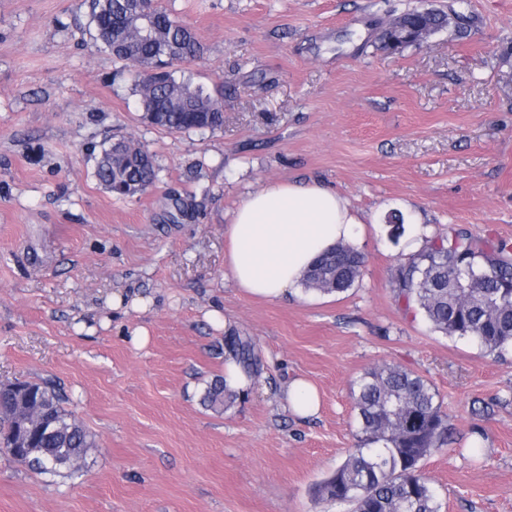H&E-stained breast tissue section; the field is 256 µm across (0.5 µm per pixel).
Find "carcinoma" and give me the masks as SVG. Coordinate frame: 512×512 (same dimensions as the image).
<instances>
[{
	"instance_id": "carcinoma-1",
	"label": "carcinoma",
	"mask_w": 512,
	"mask_h": 512,
	"mask_svg": "<svg viewBox=\"0 0 512 512\" xmlns=\"http://www.w3.org/2000/svg\"><path fill=\"white\" fill-rule=\"evenodd\" d=\"M151 10L152 22L139 17ZM428 18L433 33L461 29L466 15L454 7L427 14L413 8L397 21L415 24ZM89 31L98 47L124 62L132 77L139 108L153 112L155 126L169 132L219 130L224 93L176 75L175 66L199 59L203 47L195 33L155 0H90ZM112 153L105 147L95 176L112 195L133 198L151 188L158 177L154 156L138 141L122 139ZM363 256L343 247L323 254L309 270L305 287L324 294L353 288L362 275ZM397 298L414 308L437 331L468 338L487 356L512 348V243L487 240L479 246L468 232L451 228L392 273ZM229 351L244 373L260 372L255 344L232 336ZM33 402L44 416L21 420L17 395H0V452L41 473L73 477L80 473L95 440L65 408L67 398L53 383H28ZM234 394L224 380L209 385L203 402L220 413ZM359 425L357 444L340 466L315 488L321 498L352 506V512H441V503L420 461L448 445V415L432 385L422 376L395 364L364 373L352 390ZM28 449L14 454L23 444Z\"/></svg>"
}]
</instances>
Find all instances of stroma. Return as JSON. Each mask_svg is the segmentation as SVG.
Returning a JSON list of instances; mask_svg holds the SVG:
<instances>
[{"mask_svg": "<svg viewBox=\"0 0 512 512\" xmlns=\"http://www.w3.org/2000/svg\"><path fill=\"white\" fill-rule=\"evenodd\" d=\"M448 3L156 0L204 47L185 73L224 87L223 129L171 133L95 47L89 0H0V383L53 381L96 442L73 477L0 454V512H350L313 488L356 442L354 382L383 364L424 377L449 416L447 450L421 462L441 512H512V349L483 356L405 310L406 251L383 222L412 210L432 235L512 240V0H465V32L378 47L390 18ZM122 136L160 168L133 199L95 176ZM312 180L376 219L359 282L243 293L224 266L233 211ZM175 196L192 201L176 221ZM233 335L262 373L216 413L202 397ZM297 377L321 398L307 419L286 402Z\"/></svg>", "mask_w": 512, "mask_h": 512, "instance_id": "stroma-1", "label": "stroma"}]
</instances>
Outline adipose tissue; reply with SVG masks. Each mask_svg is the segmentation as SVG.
Wrapping results in <instances>:
<instances>
[{"label": "adipose tissue", "mask_w": 512, "mask_h": 512, "mask_svg": "<svg viewBox=\"0 0 512 512\" xmlns=\"http://www.w3.org/2000/svg\"><path fill=\"white\" fill-rule=\"evenodd\" d=\"M365 224L347 198L318 182H278L249 194L224 232V264L247 295L276 300L302 285L323 252L359 249Z\"/></svg>", "instance_id": "adipose-tissue-1"}]
</instances>
